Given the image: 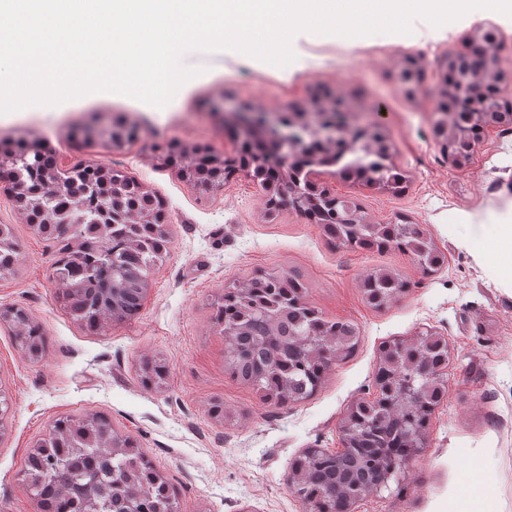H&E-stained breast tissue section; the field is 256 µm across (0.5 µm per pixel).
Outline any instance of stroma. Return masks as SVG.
I'll list each match as a JSON object with an SVG mask.
<instances>
[{
	"instance_id": "stroma-1",
	"label": "stroma",
	"mask_w": 512,
	"mask_h": 512,
	"mask_svg": "<svg viewBox=\"0 0 512 512\" xmlns=\"http://www.w3.org/2000/svg\"><path fill=\"white\" fill-rule=\"evenodd\" d=\"M496 28L498 69L512 79V20L471 11L453 26L415 19L408 35L334 39L298 34L285 67L247 64L224 52L193 51L203 67L162 108L108 92L63 104L0 114V141L40 139L61 171L96 164L123 171L164 200L171 244L154 266L139 313L92 332L71 316L52 276L54 250L0 190V224L13 227L21 252L14 274L0 275V307L22 309L47 336L36 360L0 323V512H37L25 482L26 459L57 418L102 412L135 440L171 482L179 512H302L289 465L307 448L341 447L340 425L354 403L373 397L383 342L425 331L448 342V397L433 414L425 448L399 482L360 499L354 512H512V261L494 225L512 222V122L485 127L466 166L438 145L432 114L441 101L444 54L467 51L473 35ZM340 105L353 122L378 123L390 161L407 178L392 195L343 180L335 168L310 177L355 200L369 221L407 216L422 225L446 263L425 276L412 255L349 250L294 210L269 212L256 182L239 173L208 191L166 164L160 149L235 154L226 134L235 109L309 112ZM134 127L131 141L86 142L87 127ZM501 267L492 276L490 267ZM386 269L410 284L386 307L364 300L363 279ZM259 272L299 274L307 301L360 332L354 355L338 362L311 398L285 407L261 400L224 370V336L210 322L229 287ZM166 373L143 384L142 363ZM224 405L223 419L211 414ZM484 498L470 500L472 485Z\"/></svg>"
}]
</instances>
